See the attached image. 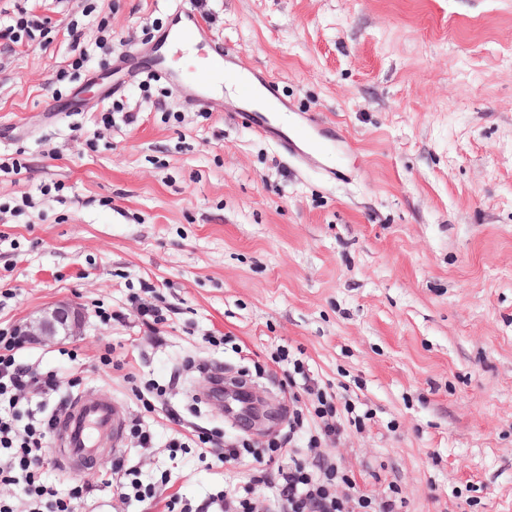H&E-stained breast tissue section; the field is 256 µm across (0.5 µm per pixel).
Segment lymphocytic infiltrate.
I'll return each instance as SVG.
<instances>
[{"instance_id":"obj_1","label":"lymphocytic infiltrate","mask_w":512,"mask_h":512,"mask_svg":"<svg viewBox=\"0 0 512 512\" xmlns=\"http://www.w3.org/2000/svg\"><path fill=\"white\" fill-rule=\"evenodd\" d=\"M24 337L16 328L0 329V397L17 398L20 394L36 392L47 397L57 390L54 376H42L22 366L16 359ZM288 395L292 404L288 412L290 429L303 427L312 419L316 433L308 446L315 449L313 460L299 458L296 449L285 443H270L267 449L255 453L257 463L264 469L239 484L225 485L201 506L194 507L169 499L165 512H253L252 496L257 484H268L269 512H400L403 499L396 494L381 498L354 495L355 482L342 464L318 454L321 443L340 442L345 426L335 406V394L318 385L301 362H294L288 378ZM16 413L0 414V484L25 483L33 503L32 512H75V504L88 489L86 482L75 479L67 496L61 497L41 481V471L49 463L45 442L47 423L27 424L24 436H17Z\"/></svg>"}]
</instances>
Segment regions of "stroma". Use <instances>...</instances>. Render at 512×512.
Masks as SVG:
<instances>
[{
    "mask_svg": "<svg viewBox=\"0 0 512 512\" xmlns=\"http://www.w3.org/2000/svg\"><path fill=\"white\" fill-rule=\"evenodd\" d=\"M190 5L276 80L284 130L331 155H285L238 98L191 108L184 84L113 68ZM26 8L55 38H0V327L61 300L86 312L81 336L17 355L56 374V412L76 395L122 406L121 451L82 472L78 512H162L247 477L251 456L221 464L218 445L287 433L283 354L337 407L370 413L320 448L358 493L397 487L406 512H512V0ZM148 284L166 316L150 327ZM211 372L273 396L274 419L256 431L225 417ZM117 461L151 499L117 493Z\"/></svg>",
    "mask_w": 512,
    "mask_h": 512,
    "instance_id": "35a3bbf8",
    "label": "stroma"
}]
</instances>
